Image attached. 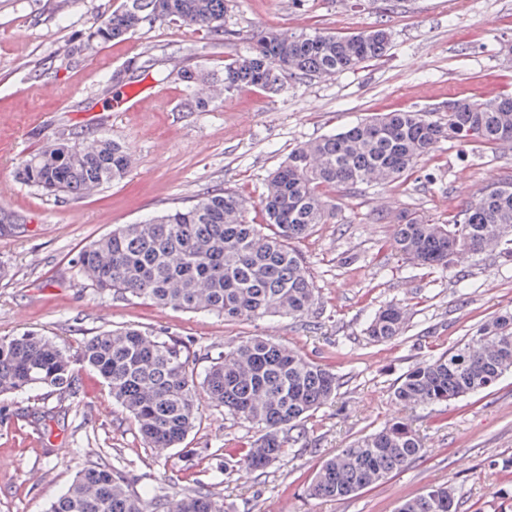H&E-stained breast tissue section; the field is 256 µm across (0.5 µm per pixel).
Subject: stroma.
<instances>
[{
    "label": "stroma",
    "mask_w": 512,
    "mask_h": 512,
    "mask_svg": "<svg viewBox=\"0 0 512 512\" xmlns=\"http://www.w3.org/2000/svg\"><path fill=\"white\" fill-rule=\"evenodd\" d=\"M124 0H0V211L16 224L0 234V336L33 330L77 346L105 329L136 326L179 339L205 370L226 341L268 336L336 374L335 400L314 412L304 434L261 475L225 467L224 451L258 437L257 428L208 407L185 439L189 456L145 447L102 379L80 369L71 397L40 388L0 394V512H45L98 451L126 471L139 492L166 473L187 470L224 501V512H394L402 499L449 484L458 512H512V374L481 394L437 411L393 398L400 376L512 310V258L459 259L447 269L402 262L383 245L391 222L409 210L443 223L477 189L512 179V148L443 143L417 171L389 186L333 192L335 223L295 244L318 290L303 320L228 322L97 291L75 260L117 225L135 224L219 189L247 202L262 223L269 174L298 144L396 108L441 110L448 99L512 93V0H232L230 39L179 24L144 25L124 38L77 51L80 36ZM385 23V57L330 78L291 79L282 94L243 88L206 112L185 111L191 68L220 85L228 59L247 52L261 30L301 28L350 34ZM155 60L139 67L141 56ZM52 63L42 74L44 63ZM125 83L114 85L116 71ZM154 100L130 108L131 91ZM106 136L127 146L125 176L81 198L26 185L22 159L58 139ZM475 281L458 287L459 277ZM407 306L404 332L387 342L364 334L381 306ZM391 420L422 438L424 456L385 482L338 500L309 496L321 458Z\"/></svg>",
    "instance_id": "stroma-1"
}]
</instances>
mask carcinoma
I'll return each instance as SVG.
<instances>
[{
	"label": "carcinoma",
	"mask_w": 512,
	"mask_h": 512,
	"mask_svg": "<svg viewBox=\"0 0 512 512\" xmlns=\"http://www.w3.org/2000/svg\"><path fill=\"white\" fill-rule=\"evenodd\" d=\"M229 0H126L123 8L88 28L83 47L119 39L142 24L172 21L219 40ZM391 30L384 24L350 35L288 32L258 34L249 54L224 65L226 93L257 87L271 93L283 79L322 78L385 56ZM185 106L206 112L213 99L204 78L184 70ZM494 148L512 143V96L448 100L442 114L397 110L294 148L269 176L261 205L265 223L245 218L233 192L207 193L190 204L122 224L85 247L76 265L91 286L118 297L149 300L226 321L304 318L318 290L294 243L319 224L336 223L326 191L375 183L390 185L413 174L443 142ZM132 164L129 149L106 136L60 140L23 160L20 178L51 195L79 198L121 179ZM388 248L413 265L448 268L455 259L488 252L512 257V181L478 191L448 223L400 213ZM407 308L388 304L367 321L373 342L402 333ZM95 371L112 399L134 422L149 448H176L202 420L201 400L258 428L248 446L225 450V464L247 474L264 471L285 453L284 433L332 400L339 379L327 367L264 336L231 340L203 373L181 341L149 330H106L72 350L35 331L0 337V393L39 387L75 394L73 362ZM512 372V313H501L448 351L401 376L394 388L403 405L446 408L493 387ZM424 456L418 434L393 421L365 434L316 467L310 495L342 499L388 479ZM170 490L140 493L119 469L98 456L46 512H224V501L183 476ZM457 491L432 487L402 500L396 512H457Z\"/></svg>",
	"instance_id": "cac0c4a2"
}]
</instances>
